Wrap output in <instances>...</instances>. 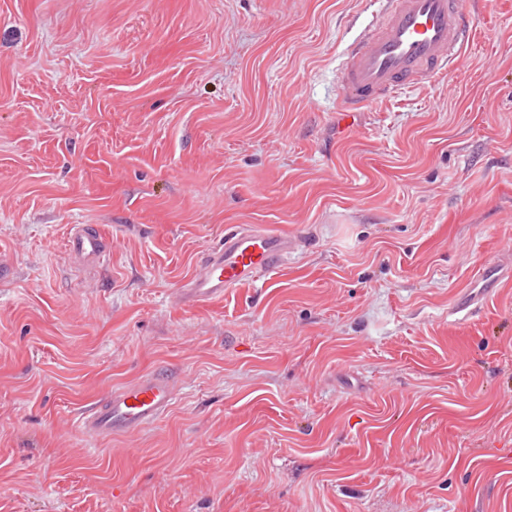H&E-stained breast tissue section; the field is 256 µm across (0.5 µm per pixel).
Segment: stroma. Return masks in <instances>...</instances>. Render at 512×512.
Segmentation results:
<instances>
[{
	"mask_svg": "<svg viewBox=\"0 0 512 512\" xmlns=\"http://www.w3.org/2000/svg\"><path fill=\"white\" fill-rule=\"evenodd\" d=\"M372 10L0 0V512H512V0L345 132L336 68ZM238 224L301 243L186 306ZM160 367L156 423L75 431ZM68 247L71 253L96 263L103 262L111 250L109 240L100 229L84 225L72 229Z\"/></svg>",
	"mask_w": 512,
	"mask_h": 512,
	"instance_id": "obj_1",
	"label": "stroma"
}]
</instances>
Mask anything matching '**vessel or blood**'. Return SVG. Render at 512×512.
<instances>
[{"mask_svg":"<svg viewBox=\"0 0 512 512\" xmlns=\"http://www.w3.org/2000/svg\"><path fill=\"white\" fill-rule=\"evenodd\" d=\"M473 40L470 0H379L370 22L344 50L336 70V112L348 123L354 112L418 85L446 78ZM299 245L297 237L239 226L207 254L180 292L191 307L223 298L227 289L275 274ZM68 247L103 262L111 245L100 229L78 225ZM177 397L176 378L158 369L135 383L108 390L75 422L90 439L132 436L154 424Z\"/></svg>","mask_w":512,"mask_h":512,"instance_id":"vessel-or-blood-1","label":"vessel or blood"}]
</instances>
